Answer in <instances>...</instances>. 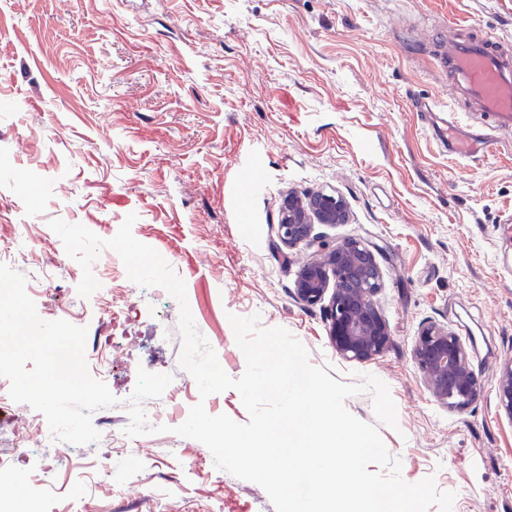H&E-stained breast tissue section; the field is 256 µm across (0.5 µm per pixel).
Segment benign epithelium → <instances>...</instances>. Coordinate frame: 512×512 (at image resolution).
Returning a JSON list of instances; mask_svg holds the SVG:
<instances>
[{"instance_id": "benign-epithelium-1", "label": "benign epithelium", "mask_w": 512, "mask_h": 512, "mask_svg": "<svg viewBox=\"0 0 512 512\" xmlns=\"http://www.w3.org/2000/svg\"><path fill=\"white\" fill-rule=\"evenodd\" d=\"M347 206L335 193L306 196L288 193L279 205L278 237L293 247L305 244L315 257L296 271L294 296L307 306L328 302L329 335L336 353L348 360L368 361L391 342L389 324L374 297L382 287L381 271L371 245L361 239L330 243L314 233L315 225L343 224ZM412 358L435 400L449 409L474 403L483 386L474 371L468 346L445 325L421 328ZM498 407L512 421V362L503 366L496 383Z\"/></svg>"}]
</instances>
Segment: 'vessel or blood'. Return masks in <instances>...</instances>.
<instances>
[{
	"mask_svg": "<svg viewBox=\"0 0 512 512\" xmlns=\"http://www.w3.org/2000/svg\"><path fill=\"white\" fill-rule=\"evenodd\" d=\"M454 87L471 104L479 137L512 134V46L487 36L449 40L440 54Z\"/></svg>",
	"mask_w": 512,
	"mask_h": 512,
	"instance_id": "1",
	"label": "vessel or blood"
}]
</instances>
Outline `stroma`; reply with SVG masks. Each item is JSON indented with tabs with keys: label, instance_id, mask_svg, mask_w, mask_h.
<instances>
[{
	"label": "stroma",
	"instance_id": "obj_1",
	"mask_svg": "<svg viewBox=\"0 0 512 512\" xmlns=\"http://www.w3.org/2000/svg\"><path fill=\"white\" fill-rule=\"evenodd\" d=\"M455 25L512 43V0H0V154L15 157L0 168V249L28 239L58 256L49 220L109 239L136 214L134 237L185 281L196 328L231 378L246 360L228 316L259 315L334 379L387 384L397 427L378 422L370 393L345 406L376 426L405 481L433 477L455 493L453 512H512V420L495 396L512 361V136L462 157L440 136V112L415 110L451 104L437 56ZM321 189L343 196L348 220L317 232L369 243L380 264L392 342L370 361L339 356L323 309L293 296L311 251L279 241V202ZM82 275L67 260L35 305L46 321L82 313L88 338L119 337L105 354L117 403L94 427L128 425L141 368L171 375L160 397L170 412L201 401L248 422L236 390L200 399L180 367L171 295L101 278L113 303L142 308L135 325L115 326L79 296ZM430 322L471 342L484 392L467 409L436 402L411 359ZM28 410L0 407V441L19 433L40 452ZM127 451L138 477L94 485L86 512H276L197 440L143 435Z\"/></svg>",
	"mask_w": 512,
	"mask_h": 512
}]
</instances>
